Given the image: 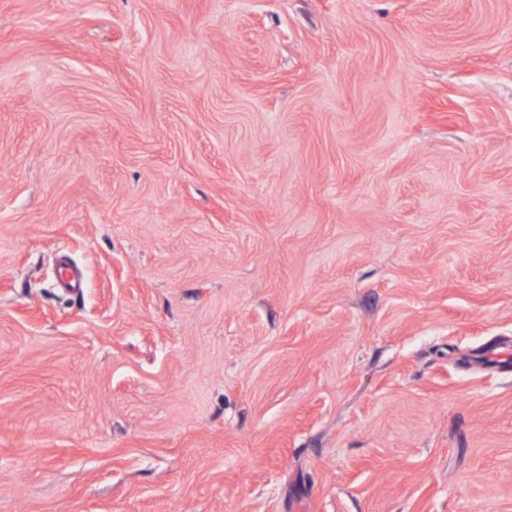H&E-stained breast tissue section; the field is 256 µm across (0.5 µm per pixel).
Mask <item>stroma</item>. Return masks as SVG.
Returning <instances> with one entry per match:
<instances>
[{
  "label": "stroma",
  "mask_w": 512,
  "mask_h": 512,
  "mask_svg": "<svg viewBox=\"0 0 512 512\" xmlns=\"http://www.w3.org/2000/svg\"><path fill=\"white\" fill-rule=\"evenodd\" d=\"M492 347L512 0H0V512H512Z\"/></svg>",
  "instance_id": "stroma-1"
}]
</instances>
